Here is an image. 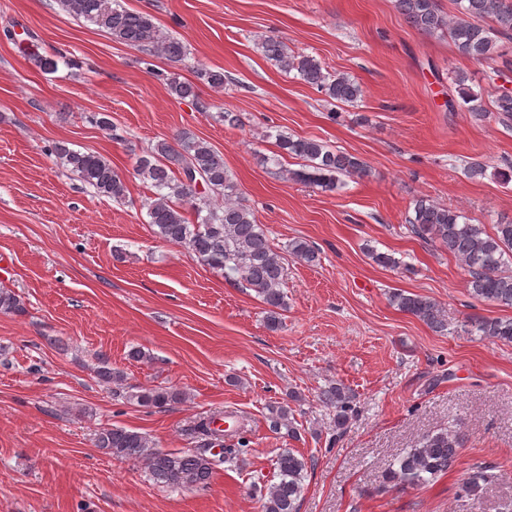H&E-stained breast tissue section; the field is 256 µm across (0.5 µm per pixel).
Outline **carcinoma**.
I'll return each mask as SVG.
<instances>
[{
	"instance_id": "carcinoma-1",
	"label": "carcinoma",
	"mask_w": 512,
	"mask_h": 512,
	"mask_svg": "<svg viewBox=\"0 0 512 512\" xmlns=\"http://www.w3.org/2000/svg\"><path fill=\"white\" fill-rule=\"evenodd\" d=\"M59 2L69 15L106 31L112 39L147 58L162 56L180 62L187 56V46L180 39L164 32L150 15L130 11L120 6L118 0ZM455 3L456 15L451 18L440 9L438 0H395V7L411 28L428 36H448L460 55L477 63L495 60L499 40L512 39V0ZM484 19L491 20V24H480ZM261 48L281 70L295 72L301 81L332 101L352 104L362 96V86L355 77L332 74L314 57L288 51L280 40L265 39ZM29 56L40 71L48 74L56 72L65 59L61 52L42 54L36 49ZM197 78L219 92L224 91L222 70L200 68ZM466 81L465 75H456L458 98L448 99V111L463 107L481 116L487 111L486 105L480 94L465 87ZM167 86L176 100L197 97L196 85L175 74L167 78ZM493 106L502 123L512 121L511 93H497ZM276 141L280 153L304 161L301 169L286 173L288 180L333 192L341 184L340 177L366 173V164L358 157L318 139L279 134ZM49 152L95 194L116 202L126 198L125 183L102 155L74 150L64 142L54 143ZM135 172L152 189L142 207L154 233L252 289L266 307L268 328L279 329L281 312L288 309L285 258L238 195L224 166V156L208 142L182 131L174 141L160 140L137 156ZM407 223L416 237L448 249L467 274L469 292L475 299L512 308V270L506 271L512 265L511 221L496 224L494 233L488 234L481 225L470 223L461 211L421 198L413 201ZM288 255L309 266L320 261L318 248L301 238L289 242ZM388 300L397 310L416 317L433 331H448V315L431 298L395 289L389 292ZM0 313H25L21 297L3 284ZM468 327L473 336L512 342V319L472 317ZM95 373L107 385L124 381L123 372L112 368L105 357L98 359ZM128 399L141 407L163 410L185 401L186 394L174 387H142L130 393ZM319 400L334 410L336 433L343 434L353 412L352 395L336 384L323 389ZM290 415L286 404L271 407L272 429L285 426L289 432H295V420ZM196 429L204 440L188 451H164L154 447L141 433L120 426L99 431L94 446L116 459L143 462L151 479L168 488L204 489L211 483L216 466L209 450L220 446L229 459L247 447V442L240 436L233 447H224V430L213 427L210 421H200ZM465 437L461 422L454 420L448 428L427 436L418 447L409 448L396 458L386 472V480L401 489L426 486L448 471ZM276 468L279 481L264 495L262 512H299L308 461L290 448L277 455ZM486 480L487 468L475 467L462 483L459 497L476 498Z\"/></svg>"
}]
</instances>
